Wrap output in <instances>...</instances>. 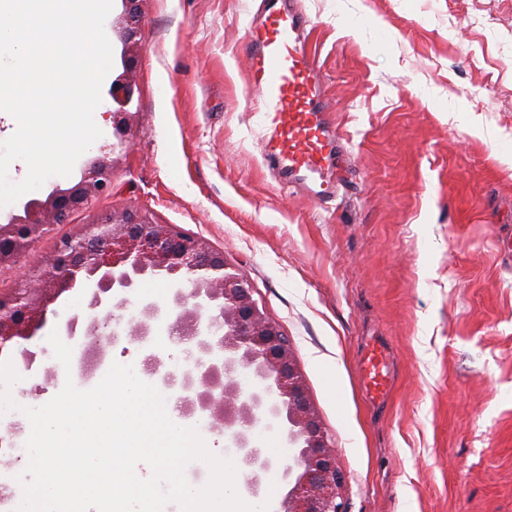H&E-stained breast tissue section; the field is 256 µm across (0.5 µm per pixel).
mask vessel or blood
Wrapping results in <instances>:
<instances>
[{
    "label": "vessel or blood",
    "mask_w": 512,
    "mask_h": 512,
    "mask_svg": "<svg viewBox=\"0 0 512 512\" xmlns=\"http://www.w3.org/2000/svg\"><path fill=\"white\" fill-rule=\"evenodd\" d=\"M278 2L263 0L264 18L248 33L249 88L256 95L248 109L264 129V162L277 169L288 188L325 203L338 198L341 189L329 174L340 137L321 93L315 59L301 45L304 16ZM363 371L370 398L385 399L390 353L384 345L368 347Z\"/></svg>",
    "instance_id": "vessel-or-blood-1"
}]
</instances>
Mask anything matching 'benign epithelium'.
<instances>
[{
  "mask_svg": "<svg viewBox=\"0 0 512 512\" xmlns=\"http://www.w3.org/2000/svg\"><path fill=\"white\" fill-rule=\"evenodd\" d=\"M122 2L123 12L112 23L123 45L124 66L110 89L117 143L100 147L71 187L27 201L24 215L0 224V243H11L7 250L0 248V264L15 261L74 210L90 208L111 188L120 159L115 151L128 142L135 118L128 106L137 92L133 72L144 0ZM152 276L171 286L173 307L141 299L138 284ZM74 288L82 291L87 306L65 320L61 336L97 337L95 352L86 349L84 357L99 364L107 362L110 346L127 338L137 341L144 376L175 396L185 419L196 417L211 429L224 426V439L245 471L242 490L261 500L274 475L288 483L279 512H343L337 502L342 476L336 448L307 398L291 344L252 299L244 280L227 271L223 254L175 224L157 223L148 211L100 213L64 237L40 273L24 274L18 288L0 299V353L35 336L47 322L49 306ZM134 298L135 315L126 319L124 311ZM162 325L170 334L193 337V364L179 377L153 347ZM242 376L261 382L243 390ZM260 429L281 432L288 457H271L258 446Z\"/></svg>",
  "mask_w": 512,
  "mask_h": 512,
  "instance_id": "obj_1",
  "label": "benign epithelium"
}]
</instances>
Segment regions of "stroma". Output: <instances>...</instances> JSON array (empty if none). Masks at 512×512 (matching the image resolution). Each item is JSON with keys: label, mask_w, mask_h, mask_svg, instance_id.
<instances>
[{"label": "stroma", "mask_w": 512, "mask_h": 512, "mask_svg": "<svg viewBox=\"0 0 512 512\" xmlns=\"http://www.w3.org/2000/svg\"><path fill=\"white\" fill-rule=\"evenodd\" d=\"M261 0H145L136 121L93 208L0 265V294L97 212L223 251L288 337L344 512H512V0H300L348 154L338 199L283 189L245 110ZM102 135L70 176L78 182ZM391 354L385 402L362 360Z\"/></svg>", "instance_id": "35a3bbf8"}]
</instances>
